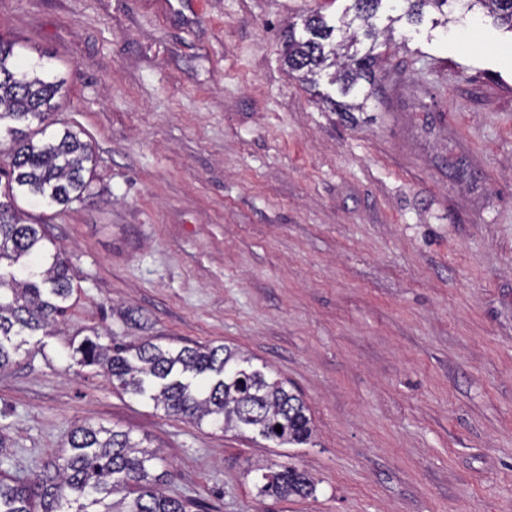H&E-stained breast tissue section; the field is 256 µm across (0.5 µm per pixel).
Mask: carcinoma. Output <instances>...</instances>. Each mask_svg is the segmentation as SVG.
Listing matches in <instances>:
<instances>
[{
  "mask_svg": "<svg viewBox=\"0 0 512 512\" xmlns=\"http://www.w3.org/2000/svg\"><path fill=\"white\" fill-rule=\"evenodd\" d=\"M466 9L480 5L512 29V0H406L405 16L411 24L424 18L430 7L445 13L449 2ZM383 0H354L355 18L362 22L368 47L359 50L358 33L331 39L335 27L315 13L304 22V34L288 28L284 54L288 69L315 81L327 68H335L332 83L339 93L368 100L375 72L382 63L377 52L378 32L373 19ZM64 81L37 71L21 69L16 46L0 39V126L12 145L9 190L19 189L50 203L80 201L88 191L86 164L93 153L79 133L66 126L49 137L45 129H30V121H44L54 111L53 100ZM50 240L41 224H23L9 202L0 201V262L13 266L25 258L20 279L0 271V369L13 363L22 343L13 338L25 331H44L64 315L73 294L64 249ZM76 352L85 365L106 370L112 381L133 396L148 398L172 415L194 423L220 424L224 430L247 427L281 445L304 444L312 436L309 408L303 398L281 380L248 370L250 359L224 345L163 346L148 338L111 344L85 339ZM281 431H276V426ZM159 451L135 439L131 432L100 426L73 427L55 459L30 477L0 478V512H64L63 505L77 504L74 512H189L192 502L168 494L156 469ZM258 491L276 497H308L315 484L294 466L273 464L260 476ZM121 498L110 505L104 500Z\"/></svg>",
  "mask_w": 512,
  "mask_h": 512,
  "instance_id": "obj_1",
  "label": "carcinoma"
}]
</instances>
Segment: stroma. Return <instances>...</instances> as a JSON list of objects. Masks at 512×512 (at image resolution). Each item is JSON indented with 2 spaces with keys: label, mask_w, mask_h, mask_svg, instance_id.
Masks as SVG:
<instances>
[{
  "label": "stroma",
  "mask_w": 512,
  "mask_h": 512,
  "mask_svg": "<svg viewBox=\"0 0 512 512\" xmlns=\"http://www.w3.org/2000/svg\"><path fill=\"white\" fill-rule=\"evenodd\" d=\"M354 0H0V39L66 81L83 200L16 196L66 250L68 312L0 370V475L74 424L131 432L192 512H512V31L384 0L363 110L289 72L281 34ZM100 334L226 345L310 408L278 446L165 414L72 355ZM308 473L259 495L256 466ZM263 470L258 486L261 495L308 497L315 492L313 480L295 466L273 464Z\"/></svg>",
  "instance_id": "stroma-1"
}]
</instances>
